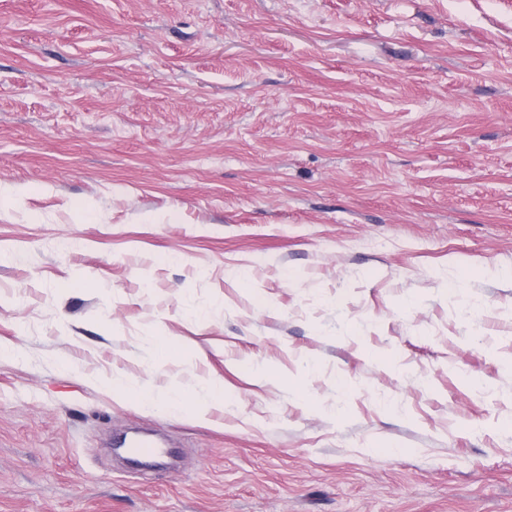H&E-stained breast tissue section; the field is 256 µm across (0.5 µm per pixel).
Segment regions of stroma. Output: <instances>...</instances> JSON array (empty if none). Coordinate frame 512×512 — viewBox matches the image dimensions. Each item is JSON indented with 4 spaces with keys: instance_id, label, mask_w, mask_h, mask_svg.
<instances>
[{
    "instance_id": "obj_1",
    "label": "stroma",
    "mask_w": 512,
    "mask_h": 512,
    "mask_svg": "<svg viewBox=\"0 0 512 512\" xmlns=\"http://www.w3.org/2000/svg\"><path fill=\"white\" fill-rule=\"evenodd\" d=\"M0 197V512H512V0H0ZM135 397L138 401L148 407H164L170 411H180L187 403L190 397L186 392H173L165 399L158 400L154 396L137 391Z\"/></svg>"
}]
</instances>
